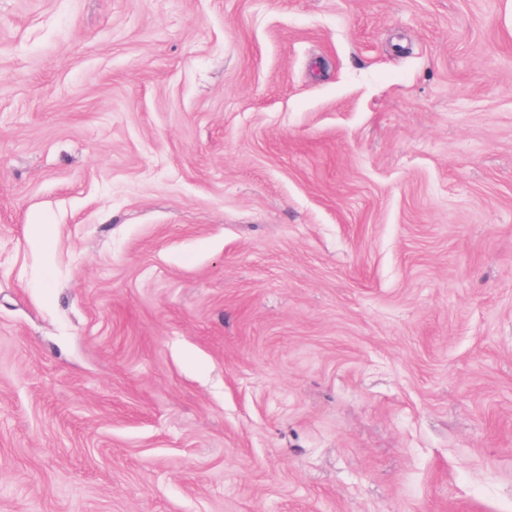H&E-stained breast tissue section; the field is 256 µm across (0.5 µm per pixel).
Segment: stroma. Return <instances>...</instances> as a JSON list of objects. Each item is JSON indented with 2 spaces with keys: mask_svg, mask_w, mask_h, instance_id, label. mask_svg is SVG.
I'll list each match as a JSON object with an SVG mask.
<instances>
[{
  "mask_svg": "<svg viewBox=\"0 0 512 512\" xmlns=\"http://www.w3.org/2000/svg\"><path fill=\"white\" fill-rule=\"evenodd\" d=\"M0 512H512V0H0Z\"/></svg>",
  "mask_w": 512,
  "mask_h": 512,
  "instance_id": "obj_1",
  "label": "stroma"
}]
</instances>
